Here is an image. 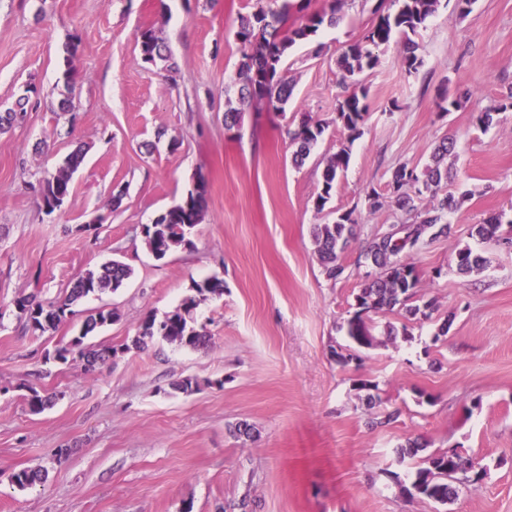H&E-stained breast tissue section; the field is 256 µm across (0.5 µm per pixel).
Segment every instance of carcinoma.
<instances>
[{
    "label": "carcinoma",
    "instance_id": "obj_1",
    "mask_svg": "<svg viewBox=\"0 0 512 512\" xmlns=\"http://www.w3.org/2000/svg\"><path fill=\"white\" fill-rule=\"evenodd\" d=\"M281 2L278 7L272 4ZM346 0H331L323 10H309L311 0H255L252 10L239 15L235 32L239 43L240 58L237 65L235 84L237 96L224 102V123L233 129L241 123L244 112L252 106L262 105L274 112L285 111L293 94V86L284 76L283 64L290 49L298 43H308L324 26H334L343 18L342 7ZM440 0H378L373 17L361 39L346 45L336 56V70L343 94L336 104V126L347 133L351 143L361 135V128L368 114L367 91L360 86L359 76L374 69L379 57L375 50L395 40L402 44L401 64L405 72L412 74L423 65L418 53L419 44L415 37L426 27L434 16ZM301 15L299 23H292L293 14ZM141 60L145 64L164 63V70L176 69L172 55L162 39L152 28H144L137 34ZM78 44L65 46L64 68L60 80L66 90L73 89L71 58ZM439 109L450 112L463 106L461 96H451L448 89L438 93ZM512 108V88L503 99L474 116L477 128L487 131L498 122V115ZM326 126L310 120L302 121L294 130L288 131V138L294 150L292 163L302 166L312 149L323 136ZM456 139L444 137L431 154V161L419 169L403 163L390 175L388 199L391 206L400 212V221L378 231L367 243L363 257L365 264L375 269V276L367 279L355 297V311L346 322V335L360 348L370 347L375 341L365 316L371 312L392 311L396 307L405 310L411 318L427 319L433 310V302L423 306H406L413 298L418 284V274L413 254L429 242L441 237H451L453 226L449 217L458 210L461 198L452 193L439 194L442 182L448 181V156L455 148ZM82 161V153H72L55 172L43 179L41 199L47 212L55 211L56 205L67 201L71 175ZM349 147L341 146L328 157L322 174L320 191L314 201L315 209L323 211L332 198L336 182L349 165ZM206 186L200 182L189 191L186 199L160 214L153 224L144 229L148 249L157 259L165 258L171 251L191 244L188 235L204 217ZM432 203L424 204L426 197ZM357 222L354 210L350 209L336 217L332 224H317L313 235L316 252L329 280L341 279L346 271L342 256L350 241L356 236ZM475 235L482 242L511 243L512 239L502 237V223L496 215H490L476 225ZM487 259L469 246L456 251V271L462 275L482 270ZM132 270L118 261H109L96 271H89L79 278L69 292L61 299L41 303L30 297H19L14 301L17 313L30 328L45 333L55 329L70 313L77 301L102 293L116 291L129 279ZM194 294L186 297L174 310L158 319L150 315L143 322L132 345L140 349L147 342L159 337L180 347L196 349L206 344L208 335L202 326H197L195 310L207 296H219L224 292V282L210 277L193 285ZM116 314L100 310L89 316L83 323L79 335L58 347L54 360L65 363L73 352L80 353L88 370L104 364L114 356L116 349L85 343L88 334L96 328L112 322ZM223 386L220 380H199L186 376L171 384L173 390L193 393L203 386ZM486 468L477 459H463L454 451L432 454L421 460L413 474L410 487L404 489L409 496H419L440 505L453 502L459 495L460 487L476 486L483 480ZM45 478L41 470L22 469L11 474L10 481L23 490L32 487Z\"/></svg>",
    "mask_w": 512,
    "mask_h": 512
}]
</instances>
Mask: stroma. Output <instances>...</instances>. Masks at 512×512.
<instances>
[{"label": "stroma", "mask_w": 512, "mask_h": 512, "mask_svg": "<svg viewBox=\"0 0 512 512\" xmlns=\"http://www.w3.org/2000/svg\"><path fill=\"white\" fill-rule=\"evenodd\" d=\"M253 2L0 0V108L27 85L38 89L23 119L0 134V512H512V249L472 234L489 215L512 220V109L490 131L474 124L512 85V0H477L466 16L441 0L418 37L417 73L402 69L399 46L379 49L378 66L360 77L363 133L321 212L313 200L322 172L345 139L333 124L334 59L362 37L377 0H352L340 23L293 47L286 110L251 109L230 132L235 31ZM146 26L177 72L141 61L136 36ZM73 38L68 111L57 78ZM442 86L470 97L440 112ZM305 117L328 129L297 168L288 131ZM447 135L457 140L447 189L465 201L451 218L454 236L414 256L413 301H433L434 310L421 320L368 314L375 343L356 347L344 325L367 272L357 259L399 218L391 207L371 212L366 195L386 193L396 166L424 165ZM77 150L68 201L46 212L40 182ZM201 179L206 207L191 247L156 259L144 227ZM346 210L357 235L344 277L330 281L311 227ZM466 245L489 263L462 276L455 254ZM112 259L133 270L125 286L83 300L55 330L32 332L18 316L16 297L53 301ZM213 276L223 294L195 311L208 348L157 338L122 351L148 315L175 309ZM98 309L118 318L87 341L115 355L93 372L77 357L52 361ZM391 327L408 333L389 337ZM185 376L223 385L173 392ZM33 389L51 399L37 414L27 405ZM394 410V422L377 425ZM240 423L254 427L252 438L235 435ZM410 437L428 455L482 459L483 480L445 506L405 495L416 463L398 461L396 449ZM33 468L47 470L43 483L11 484L14 471Z\"/></svg>", "instance_id": "stroma-1"}]
</instances>
